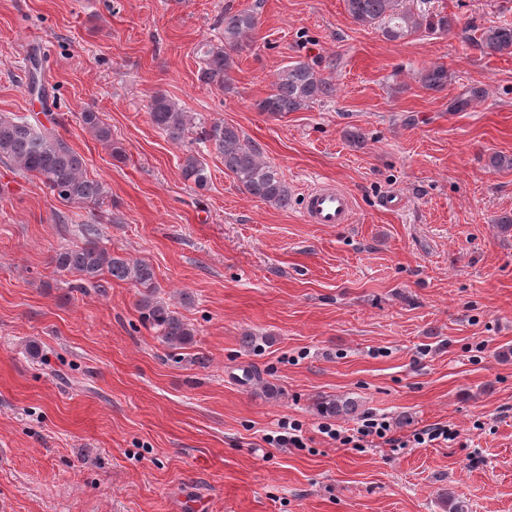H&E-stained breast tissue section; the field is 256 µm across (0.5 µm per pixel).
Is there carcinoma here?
<instances>
[{"instance_id": "carcinoma-1", "label": "carcinoma", "mask_w": 512, "mask_h": 512, "mask_svg": "<svg viewBox=\"0 0 512 512\" xmlns=\"http://www.w3.org/2000/svg\"><path fill=\"white\" fill-rule=\"evenodd\" d=\"M351 20L365 28L375 29L389 40L404 38L427 27L448 30L451 21L441 16L431 20L425 12L402 10L398 0H344ZM221 37L208 40L197 48L200 67L197 80L220 90L232 81L233 53L249 46L257 26L253 10L224 12ZM478 43L488 54L512 55V25H494L481 29ZM422 84L432 90L448 85V70L434 66L421 74ZM336 87L321 76L310 64L298 61L279 72L271 93L257 103V108L274 116L297 112L309 103L330 98ZM152 124L175 144L183 142L193 127L192 116L179 109L163 94H157L150 106ZM84 127L95 139L111 150L115 158L123 151L112 141L111 128L99 113L88 109L81 113ZM203 140L213 144L224 159V169L253 198L278 208H286L291 200L288 185L277 170L265 163L258 150L235 126L215 122L202 131ZM0 160L16 169L33 174L62 203L88 204L100 207L112 201L105 183L90 178L83 157L60 137L55 128L38 120L0 113ZM184 181L202 188L208 181V170L200 156L185 153L181 163ZM83 241L62 248L53 262L60 272L78 277L81 284L100 287L105 278L129 282L140 288L138 307L143 317L157 330L160 340L171 349H182L191 343L193 328L171 305L156 297V274L153 266L143 260H132L103 247L94 224L80 228ZM317 412L325 417L339 418L353 414L356 402L349 399L324 398L316 404Z\"/></svg>"}]
</instances>
